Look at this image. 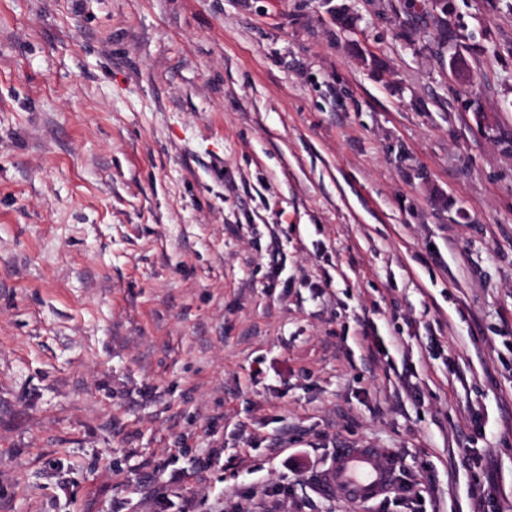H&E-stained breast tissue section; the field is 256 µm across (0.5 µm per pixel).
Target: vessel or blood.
<instances>
[{"label":"vessel or blood","mask_w":512,"mask_h":512,"mask_svg":"<svg viewBox=\"0 0 512 512\" xmlns=\"http://www.w3.org/2000/svg\"><path fill=\"white\" fill-rule=\"evenodd\" d=\"M397 462L379 458L372 448H340L326 480L327 492L341 500L365 504L397 489Z\"/></svg>","instance_id":"b4317fda"}]
</instances>
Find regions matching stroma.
<instances>
[{"instance_id":"1","label":"stroma","mask_w":512,"mask_h":512,"mask_svg":"<svg viewBox=\"0 0 512 512\" xmlns=\"http://www.w3.org/2000/svg\"><path fill=\"white\" fill-rule=\"evenodd\" d=\"M185 499L512 512V0H0V512ZM397 468L393 458L380 462L373 448H340L325 487L340 500L366 504L396 491Z\"/></svg>"}]
</instances>
